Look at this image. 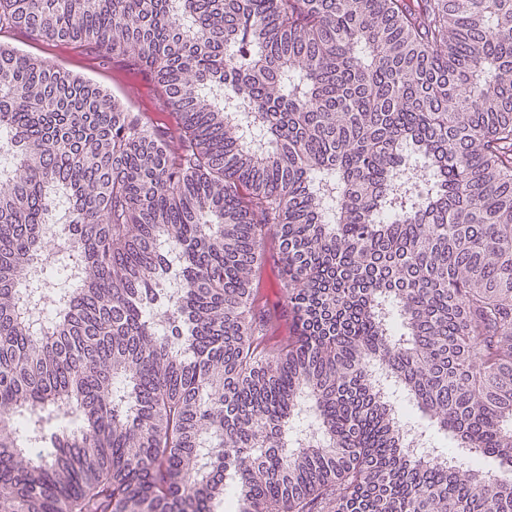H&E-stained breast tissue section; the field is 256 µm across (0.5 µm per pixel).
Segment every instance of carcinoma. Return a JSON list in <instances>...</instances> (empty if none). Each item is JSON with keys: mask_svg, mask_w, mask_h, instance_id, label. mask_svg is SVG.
Returning <instances> with one entry per match:
<instances>
[{"mask_svg": "<svg viewBox=\"0 0 512 512\" xmlns=\"http://www.w3.org/2000/svg\"><path fill=\"white\" fill-rule=\"evenodd\" d=\"M18 29L179 119L0 44V512H512V0H0ZM392 384L463 461L409 453ZM14 32L9 35V40L0 38V43L8 44L33 56L54 58L67 69L104 87L117 100H123L122 96L126 95L127 86L134 83L152 110L160 112L159 96L153 95L150 86L140 83L138 79L127 78L124 74L118 76L113 72L110 65L112 55L99 54L91 49L55 48L41 41H34L27 34L14 35Z\"/></svg>", "mask_w": 512, "mask_h": 512, "instance_id": "obj_1", "label": "carcinoma"}]
</instances>
